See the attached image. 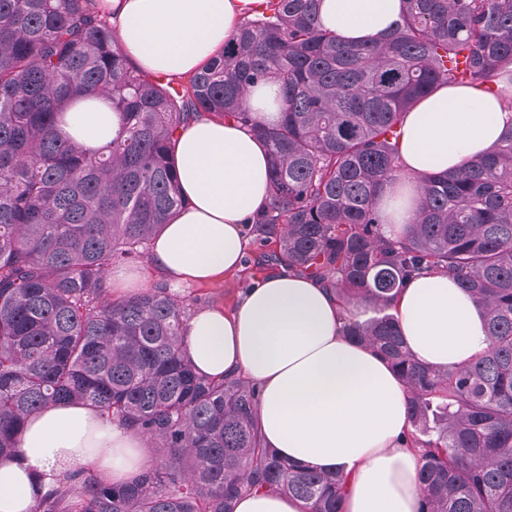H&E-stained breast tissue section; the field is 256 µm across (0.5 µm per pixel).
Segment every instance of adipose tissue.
Masks as SVG:
<instances>
[{
	"mask_svg": "<svg viewBox=\"0 0 512 512\" xmlns=\"http://www.w3.org/2000/svg\"><path fill=\"white\" fill-rule=\"evenodd\" d=\"M260 0H95L137 68L166 79L199 72L232 40ZM402 0H322L321 27L347 43L370 41L395 27ZM118 118L110 104L85 97L61 116L63 134L99 148ZM512 126V79L493 91L444 85L403 118L400 169L379 196L387 235L413 223L420 179L461 167L486 153ZM185 199L150 249V262L171 289L242 267L244 226L271 196L265 145L246 128L201 114L175 135L170 152ZM393 312L407 349L438 370L463 365L486 346L473 298L448 273L408 280ZM335 293L285 267L242 294L232 314L194 313L186 353L197 373L244 376L259 390L264 442L289 462L346 479L344 512H421L419 460L407 445V389L377 352L343 336ZM133 429L90 408L61 403L34 414L17 452L0 459V512H34L64 473L94 467L123 482L149 463Z\"/></svg>",
	"mask_w": 512,
	"mask_h": 512,
	"instance_id": "ef3b65f1",
	"label": "adipose tissue"
}]
</instances>
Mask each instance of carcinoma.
<instances>
[{
  "instance_id": "obj_1",
  "label": "carcinoma",
  "mask_w": 512,
  "mask_h": 512,
  "mask_svg": "<svg viewBox=\"0 0 512 512\" xmlns=\"http://www.w3.org/2000/svg\"><path fill=\"white\" fill-rule=\"evenodd\" d=\"M318 0H265L201 71L176 82L127 62L93 0H0V458L28 418L81 403L135 429L154 466L130 481L67 474L36 512H235L238 496L292 495L341 512V483L262 439L256 383L198 374L184 301L159 284L113 297L112 271L143 257L183 206L167 161L207 113L267 146L272 197L250 230L275 265L322 281L351 314L343 335L381 354L408 389L423 512H512V129L459 169L423 177L417 219L385 234L377 197L399 169L406 112L442 85L485 91L512 74V0H403L396 28L347 44ZM277 82L273 124L245 105ZM82 96L112 102L120 129L88 149L58 128ZM446 270L482 307L487 347L427 367L391 303Z\"/></svg>"
}]
</instances>
